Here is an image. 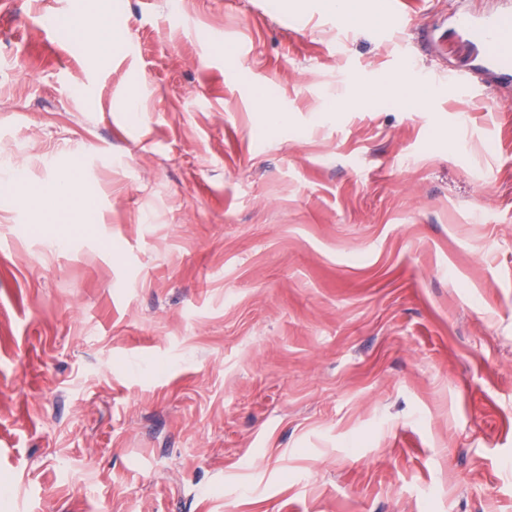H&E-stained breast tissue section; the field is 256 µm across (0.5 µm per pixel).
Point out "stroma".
Returning a JSON list of instances; mask_svg holds the SVG:
<instances>
[{
    "instance_id": "stroma-1",
    "label": "stroma",
    "mask_w": 512,
    "mask_h": 512,
    "mask_svg": "<svg viewBox=\"0 0 512 512\" xmlns=\"http://www.w3.org/2000/svg\"><path fill=\"white\" fill-rule=\"evenodd\" d=\"M364 2L116 0L94 69L0 0V512H512V84L444 83L512 0ZM356 0H325L323 8L336 14L348 25L359 27L372 21L370 14ZM385 86L390 92L397 94L400 101L408 108L423 105L429 97V91L425 86H406L398 77L387 80ZM48 195L49 200L77 201L80 205L82 203L78 184L73 179L55 181L46 189L29 190L20 197L19 202L22 206L33 205L42 209L49 201L46 199Z\"/></svg>"
}]
</instances>
